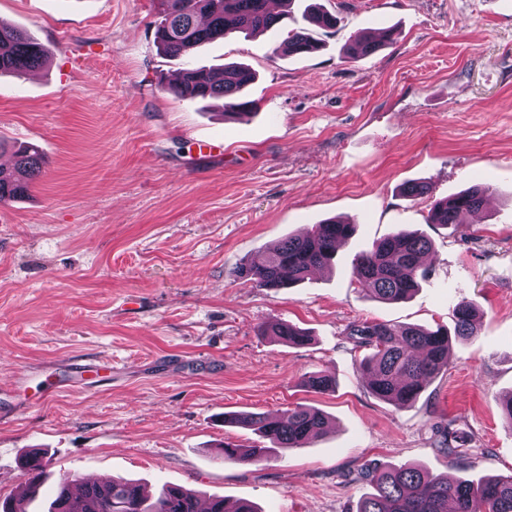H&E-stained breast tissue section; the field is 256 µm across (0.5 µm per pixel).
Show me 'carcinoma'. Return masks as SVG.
I'll use <instances>...</instances> for the list:
<instances>
[{
  "label": "carcinoma",
  "mask_w": 512,
  "mask_h": 512,
  "mask_svg": "<svg viewBox=\"0 0 512 512\" xmlns=\"http://www.w3.org/2000/svg\"><path fill=\"white\" fill-rule=\"evenodd\" d=\"M162 9L155 22L154 42L169 57H179L228 33L253 34L270 30L281 22L268 0H160ZM310 25L336 28L337 17L318 6L307 16ZM388 30H365L358 35L349 58L371 55L391 40ZM318 49L305 31L288 35L275 46L278 57L304 56ZM48 51L24 31L0 24V74L23 73L42 68ZM253 72L241 64L221 69L189 68L169 86L182 100L222 99L225 108L245 111L254 108L250 101H237L251 83ZM46 161L33 144L14 151V165L0 167V202L28 194L32 182L41 174ZM489 187L473 185L460 193L435 199L430 204L429 222L449 225L460 216L481 210ZM355 225L344 220L313 224L304 232L290 235L271 252L261 253L240 264L236 275L259 288H282L307 279L315 269L330 264L338 242L350 238ZM432 249L431 241L412 232L398 231L359 255L352 277L358 287L372 297L401 302L409 299L423 277L422 258ZM454 328L435 329L421 326H394L384 322L364 321L350 328L357 345L370 353L360 362V371L369 391L377 398L398 406L417 400L426 380L448 367V346L452 338L474 335L479 318L476 307L459 300L453 308ZM264 332L280 343L304 345L310 337L285 322L268 325ZM306 384L324 393L333 390V379L313 374ZM224 422L251 429L269 441L270 446L224 443V460L256 463L277 448H301L319 437L327 426V417L304 406L289 409L279 416L265 413H238L224 416ZM21 468L26 476L19 499L0 497V512H28L46 481L47 461L38 453L26 456ZM372 491L361 497L356 512H512V475L484 480L459 478L454 482L433 477L413 465H387L362 473ZM197 495L188 489L164 485L152 493L135 480H112L86 486L79 492L71 480L59 482L54 496L40 504L41 512H197ZM207 512H255L252 503L237 501L231 505L221 496L210 499Z\"/></svg>",
  "instance_id": "obj_1"
}]
</instances>
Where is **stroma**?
Wrapping results in <instances>:
<instances>
[{
	"mask_svg": "<svg viewBox=\"0 0 512 512\" xmlns=\"http://www.w3.org/2000/svg\"><path fill=\"white\" fill-rule=\"evenodd\" d=\"M338 27L321 49L275 59L312 2ZM153 0H0V23L44 45L47 64L0 75V160L17 143L47 164L22 199L0 202V496L39 448L53 479L177 484L258 512H354L360 470L412 463L451 479L512 473V0H289L277 31L234 32L169 58L153 42ZM391 29L378 52L346 58L363 29ZM242 63L251 114L168 90L188 67ZM422 182L428 197L401 188ZM481 183L484 208L428 221L431 199ZM342 218L356 224L332 266L290 288L240 280L246 259ZM399 229L429 238L427 277L385 303L354 284L356 256ZM448 368L412 404L374 397L350 336L363 321L452 326ZM282 321L306 346L262 335ZM111 361L101 380L68 362ZM331 376L334 391L305 385ZM58 392L42 399L47 384ZM329 418L324 435L256 464L221 459L252 431L224 413ZM454 434L460 455L439 444ZM454 314V338H464L474 335L479 313L476 307L469 301L459 300L453 308Z\"/></svg>",
	"mask_w": 512,
	"mask_h": 512,
	"instance_id": "1",
	"label": "stroma"
}]
</instances>
